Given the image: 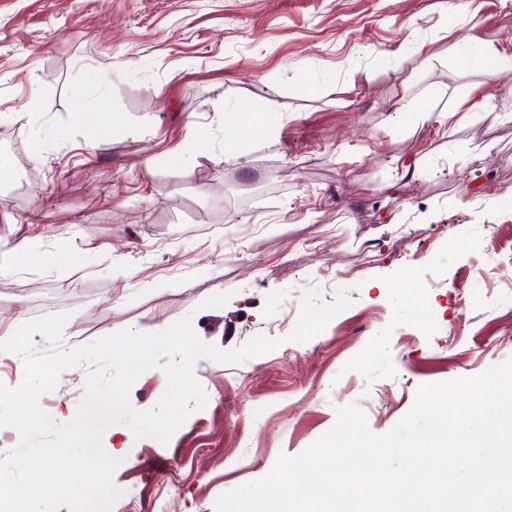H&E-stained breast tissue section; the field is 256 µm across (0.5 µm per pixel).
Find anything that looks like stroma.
I'll return each mask as SVG.
<instances>
[{
	"label": "stroma",
	"mask_w": 512,
	"mask_h": 512,
	"mask_svg": "<svg viewBox=\"0 0 512 512\" xmlns=\"http://www.w3.org/2000/svg\"><path fill=\"white\" fill-rule=\"evenodd\" d=\"M468 35L512 39V0H0V241L28 243L0 275V337L66 312L65 349L186 316L223 350L282 341L199 360L207 404L169 443L104 432L137 459L112 512H215L335 407L381 434L421 385L512 358V67L496 120L392 119L483 84ZM312 286L353 303L289 341ZM85 375L41 408H76Z\"/></svg>",
	"instance_id": "obj_1"
}]
</instances>
